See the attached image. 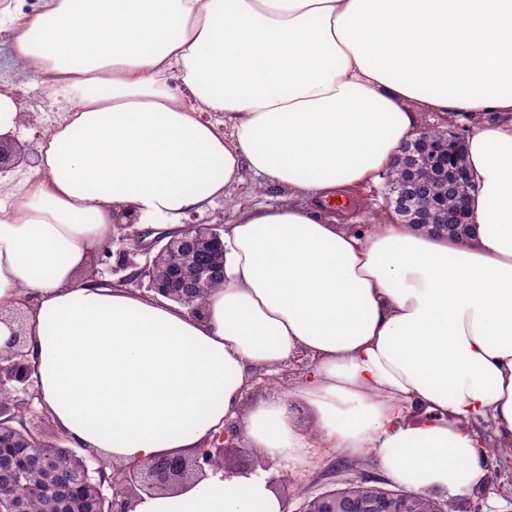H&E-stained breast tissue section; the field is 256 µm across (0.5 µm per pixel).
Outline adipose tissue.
<instances>
[{
	"label": "adipose tissue",
	"mask_w": 512,
	"mask_h": 512,
	"mask_svg": "<svg viewBox=\"0 0 512 512\" xmlns=\"http://www.w3.org/2000/svg\"><path fill=\"white\" fill-rule=\"evenodd\" d=\"M13 52L63 107L0 173V311L25 312L0 320V357L23 332L72 447L140 466L234 422L276 466L329 450L454 496L486 475L477 423L512 451V0H43ZM425 110L470 130L467 236L326 212ZM246 171L280 202L236 208L197 312L84 277L129 217L182 233ZM301 354L292 393L244 406ZM287 508L272 472L208 468L132 512Z\"/></svg>",
	"instance_id": "ef3b65f1"
}]
</instances>
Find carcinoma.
<instances>
[{"label": "carcinoma", "instance_id": "carcinoma-1", "mask_svg": "<svg viewBox=\"0 0 512 512\" xmlns=\"http://www.w3.org/2000/svg\"><path fill=\"white\" fill-rule=\"evenodd\" d=\"M427 135L434 142L431 162L410 157L389 174L395 201L410 224L456 225L462 186L448 168L466 165V154L448 155L445 131L429 130ZM424 200L439 208L421 209ZM15 372L13 363L3 365L8 381L0 388V512H112V471L101 462L92 467L86 456L60 445L50 420L35 431L26 426ZM418 501L419 512H455L451 502L441 505L422 494Z\"/></svg>", "mask_w": 512, "mask_h": 512}]
</instances>
